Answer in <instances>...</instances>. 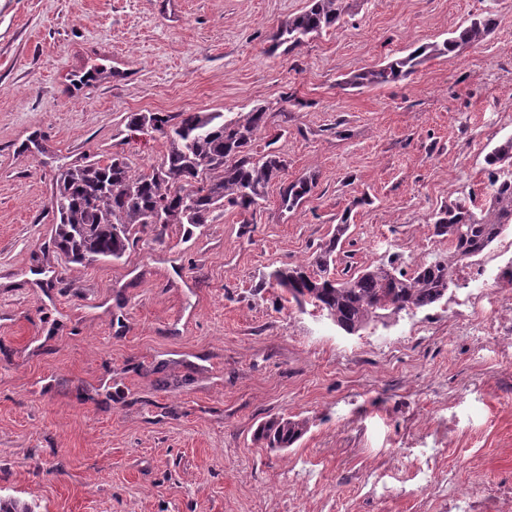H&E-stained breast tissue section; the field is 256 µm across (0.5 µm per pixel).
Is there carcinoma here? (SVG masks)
Here are the masks:
<instances>
[{"mask_svg": "<svg viewBox=\"0 0 512 512\" xmlns=\"http://www.w3.org/2000/svg\"><path fill=\"white\" fill-rule=\"evenodd\" d=\"M346 0H309L307 8L288 18L272 35L269 51L290 52L314 35L340 24ZM491 16L470 20L440 43L419 46L408 55L355 76L360 86L395 82L409 77L432 54L449 55L462 44H480L495 27ZM128 127L150 126L166 139L160 163L134 172L120 157L106 163L85 161L61 170L51 203L55 215L53 244L72 263L119 260L137 235L153 225L208 224L213 213L229 205L240 214L254 213L266 188L282 175L288 161L278 151L253 149L257 133L266 125L267 112L256 107L245 114L222 112H135ZM488 198L475 213L462 203L436 214L434 233L448 238V259L434 260L407 273L386 264L371 265L345 275L330 276L334 253L346 226L319 248L318 271L283 266L269 278L300 307L331 310L334 325L354 334L391 314L410 312L438 303L448 294L449 268L484 252L512 224V136L486 155ZM313 179L281 183L280 204L297 207L311 191ZM307 422L273 418L256 432V440L271 448H288L304 434Z\"/></svg>", "mask_w": 512, "mask_h": 512, "instance_id": "obj_1", "label": "carcinoma"}]
</instances>
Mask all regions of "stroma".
<instances>
[{
    "mask_svg": "<svg viewBox=\"0 0 512 512\" xmlns=\"http://www.w3.org/2000/svg\"><path fill=\"white\" fill-rule=\"evenodd\" d=\"M339 27L269 53L308 0H0V495L37 512H432L398 490L456 401V452L512 476V368L447 301L345 333L270 286L347 225L336 275L396 256H448L432 217L484 203L485 155L512 135V0H348ZM494 15L485 40L429 56L407 79L355 74ZM266 107L256 150L316 174L303 203L273 183L257 211L141 233L117 261L52 245L58 169L160 162L133 112ZM476 389L478 409L459 398ZM303 419L291 447L256 442ZM378 469L392 488L366 495ZM307 422L301 419L273 418L256 432V440L264 441L270 448H288L304 434Z\"/></svg>",
    "mask_w": 512,
    "mask_h": 512,
    "instance_id": "1",
    "label": "stroma"
}]
</instances>
